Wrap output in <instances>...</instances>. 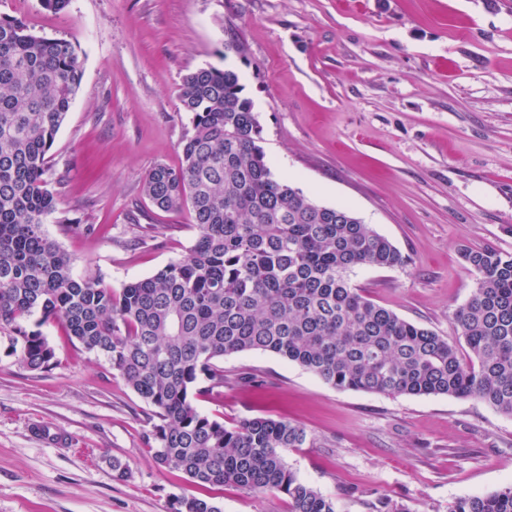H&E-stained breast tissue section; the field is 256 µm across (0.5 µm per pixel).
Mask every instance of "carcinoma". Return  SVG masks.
Listing matches in <instances>:
<instances>
[{
  "instance_id": "obj_1",
  "label": "carcinoma",
  "mask_w": 512,
  "mask_h": 512,
  "mask_svg": "<svg viewBox=\"0 0 512 512\" xmlns=\"http://www.w3.org/2000/svg\"><path fill=\"white\" fill-rule=\"evenodd\" d=\"M82 76L71 44L0 18V329L12 333L23 367H53L40 327L63 322L72 343L106 357L153 408L146 443L159 465L202 486L283 494L289 512H336L282 457L312 444L307 431L270 416L229 428L193 404L224 392L226 356L270 352L337 390L473 397L512 416V254L462 250L476 276L454 313L468 360L366 298L350 273L401 266L406 256L350 209L320 205L274 176L232 67L183 77L178 97L191 128L181 164L154 166L143 184L157 208L190 211L198 235L189 252L118 290L75 276L44 230L58 203L46 155ZM174 512L221 510L192 496ZM448 512H512V485L458 499Z\"/></svg>"
}]
</instances>
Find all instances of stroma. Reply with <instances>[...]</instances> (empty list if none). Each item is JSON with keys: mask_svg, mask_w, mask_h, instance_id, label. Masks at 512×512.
Listing matches in <instances>:
<instances>
[{"mask_svg": "<svg viewBox=\"0 0 512 512\" xmlns=\"http://www.w3.org/2000/svg\"><path fill=\"white\" fill-rule=\"evenodd\" d=\"M0 16L70 42L82 62L48 153L58 208L81 227L44 226L76 275L118 289L189 252L188 212L155 208L143 183L180 163L183 77L229 64L274 175L348 207L408 258L357 268L353 284L468 356L453 313L475 277L460 250L512 253V0H70L59 13L0 0ZM42 332L56 361L44 372L0 331V512H172L209 495L221 512H288L284 495L213 494L158 465L151 408L60 323ZM224 377L197 409L228 426L265 415L304 427L311 446L284 459L336 512H448L512 484V417L481 400L340 391L260 351L225 357Z\"/></svg>", "mask_w": 512, "mask_h": 512, "instance_id": "1", "label": "stroma"}]
</instances>
